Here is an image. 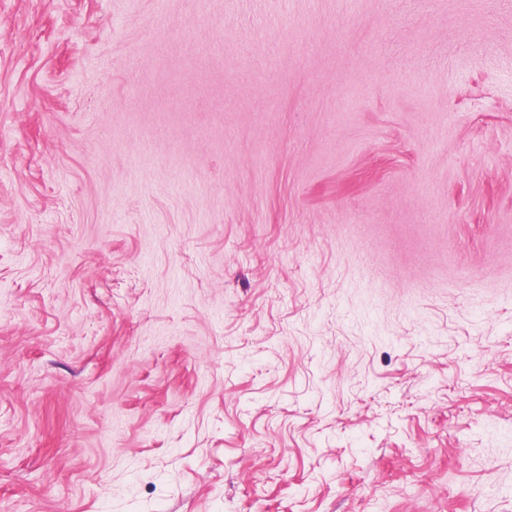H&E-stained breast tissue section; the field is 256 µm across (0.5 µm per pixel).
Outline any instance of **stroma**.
Wrapping results in <instances>:
<instances>
[{
    "label": "stroma",
    "instance_id": "35a3bbf8",
    "mask_svg": "<svg viewBox=\"0 0 512 512\" xmlns=\"http://www.w3.org/2000/svg\"><path fill=\"white\" fill-rule=\"evenodd\" d=\"M512 0H0V512H512Z\"/></svg>",
    "mask_w": 512,
    "mask_h": 512
}]
</instances>
